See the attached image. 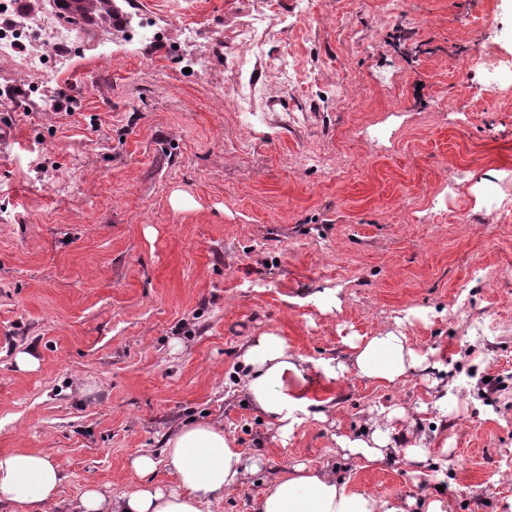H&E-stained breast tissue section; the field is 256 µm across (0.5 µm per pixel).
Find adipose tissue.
I'll return each mask as SVG.
<instances>
[{
    "mask_svg": "<svg viewBox=\"0 0 512 512\" xmlns=\"http://www.w3.org/2000/svg\"><path fill=\"white\" fill-rule=\"evenodd\" d=\"M405 330L401 319L394 330L369 338L349 337L346 358L314 363L294 354L281 336L268 331L242 346L238 383L255 411L285 443L304 418L325 417L314 397L316 377L332 382L353 370L369 381L389 384L414 369L445 371L442 358L417 352ZM402 415V410L394 409L387 412L384 423L335 435L343 459L367 468L384 466L392 457L390 423ZM164 452L171 484L148 482L157 461L144 452L130 461L131 469L145 478L134 491L116 496L109 487L90 486L71 502L68 512H214L225 490L260 473L265 476L264 488L254 499L252 512H449L444 497L402 500L356 491L334 466L279 467L263 455L245 456L235 438L214 421L180 424L167 437ZM66 478L61 464L40 453L19 449L0 454V505L9 512H55Z\"/></svg>",
    "mask_w": 512,
    "mask_h": 512,
    "instance_id": "obj_1",
    "label": "adipose tissue"
}]
</instances>
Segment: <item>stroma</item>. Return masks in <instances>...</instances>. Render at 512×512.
Returning a JSON list of instances; mask_svg holds the SVG:
<instances>
[{
  "mask_svg": "<svg viewBox=\"0 0 512 512\" xmlns=\"http://www.w3.org/2000/svg\"><path fill=\"white\" fill-rule=\"evenodd\" d=\"M114 2L119 25L166 37L133 49L91 21L65 67L19 78L0 59V453L60 463L66 503L139 486L144 450L168 483L164 439L189 418L222 423L245 456L319 467L342 462L336 431L400 407L393 442L421 438L425 473L398 454L344 462L360 491L512 512V224L481 198L491 180L512 195V87L471 64L512 67V0H313L304 17L296 0ZM259 11L264 54L242 76L237 30ZM16 84L26 97H2ZM61 90L73 116L46 109ZM241 90L261 124L216 104ZM376 127L390 137L373 146ZM410 312L414 347L448 353L447 417L417 413L424 372L351 371L319 392L327 421L284 446L235 388L262 332L317 361ZM485 73L486 85L491 89H498L504 85H512V68H502L490 55L480 59L477 63Z\"/></svg>",
  "mask_w": 512,
  "mask_h": 512,
  "instance_id": "stroma-1",
  "label": "stroma"
}]
</instances>
